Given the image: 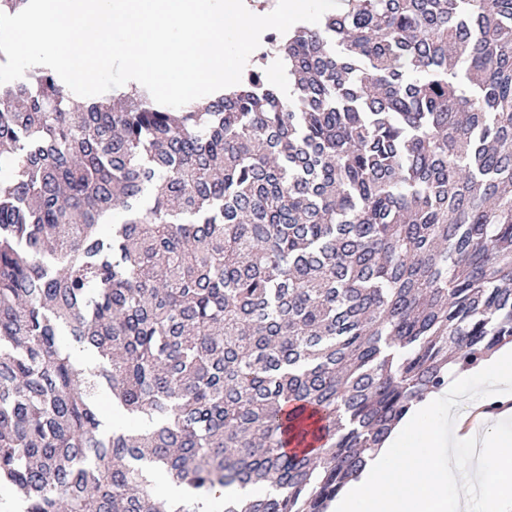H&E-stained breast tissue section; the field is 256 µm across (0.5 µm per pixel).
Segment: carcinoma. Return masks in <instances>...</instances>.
<instances>
[{"label":"carcinoma","instance_id":"carcinoma-1","mask_svg":"<svg viewBox=\"0 0 512 512\" xmlns=\"http://www.w3.org/2000/svg\"><path fill=\"white\" fill-rule=\"evenodd\" d=\"M174 112L0 84V485L24 512H327L512 345V0H347ZM283 72L292 90L271 82ZM107 389L128 423L100 430Z\"/></svg>","mask_w":512,"mask_h":512}]
</instances>
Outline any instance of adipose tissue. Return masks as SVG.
Instances as JSON below:
<instances>
[{
    "mask_svg": "<svg viewBox=\"0 0 512 512\" xmlns=\"http://www.w3.org/2000/svg\"><path fill=\"white\" fill-rule=\"evenodd\" d=\"M512 396V349L473 370H450L389 436L330 507V512H512V427H485L472 438L482 448L476 466L459 458L456 408L473 391ZM441 461L432 464V451Z\"/></svg>",
    "mask_w": 512,
    "mask_h": 512,
    "instance_id": "adipose-tissue-1",
    "label": "adipose tissue"
}]
</instances>
